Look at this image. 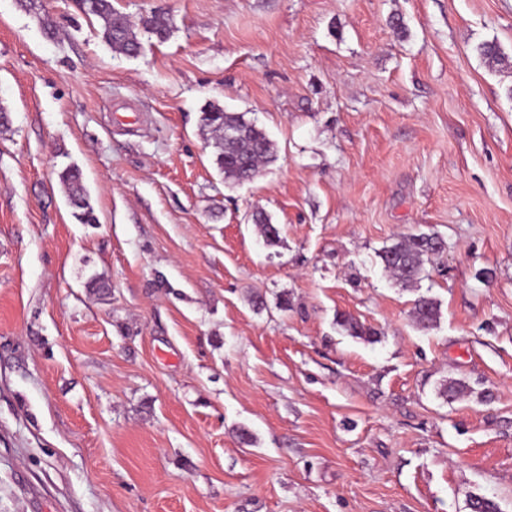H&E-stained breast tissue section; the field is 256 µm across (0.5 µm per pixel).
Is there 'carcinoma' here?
<instances>
[{
    "label": "carcinoma",
    "mask_w": 512,
    "mask_h": 512,
    "mask_svg": "<svg viewBox=\"0 0 512 512\" xmlns=\"http://www.w3.org/2000/svg\"><path fill=\"white\" fill-rule=\"evenodd\" d=\"M17 3L23 10L38 16L46 34L56 33V23L43 8L42 0H17ZM80 5L86 14L100 21L103 39L114 51L129 57L140 53L137 28L113 7L112 0H80ZM141 25L145 31L164 40L169 36L171 21L166 12L154 10L141 18ZM201 122L213 135L215 163L224 173V179L237 183L249 181L261 167L275 160L274 143L255 123L244 119V115L226 112L223 107L211 104L202 112ZM58 179L73 217L82 224L95 223L96 216L80 170L66 167L58 172ZM443 250L442 239L420 233L401 237L384 248L379 257L397 281L412 284L420 278L425 261ZM412 315L419 326L430 327L438 318L437 303L430 297L420 296L414 300Z\"/></svg>",
    "instance_id": "cac0c4a2"
}]
</instances>
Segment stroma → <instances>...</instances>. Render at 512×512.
Here are the masks:
<instances>
[{"label":"stroma","instance_id":"1","mask_svg":"<svg viewBox=\"0 0 512 512\" xmlns=\"http://www.w3.org/2000/svg\"><path fill=\"white\" fill-rule=\"evenodd\" d=\"M112 3L169 38L0 0V512H512V0ZM212 102L273 141L252 181ZM80 5L86 14L100 21L103 39L114 51L129 57L140 53L137 28L113 7L112 0H80ZM142 28L154 34L159 40L169 36L171 21L167 13L161 10H154L140 20ZM201 122L213 135L215 163L225 181H250L261 167L275 160L274 143L255 123L244 119V114L210 104L202 112ZM58 179L65 190L73 217L81 224H94L96 216L80 170L74 166L66 167L58 172ZM444 250L439 237L427 234H411L401 237L384 248L379 257L384 268L403 284L416 282L423 272L425 261ZM412 315L419 326L430 327L438 318L437 303L430 297L420 296L414 300Z\"/></svg>","mask_w":512,"mask_h":512}]
</instances>
